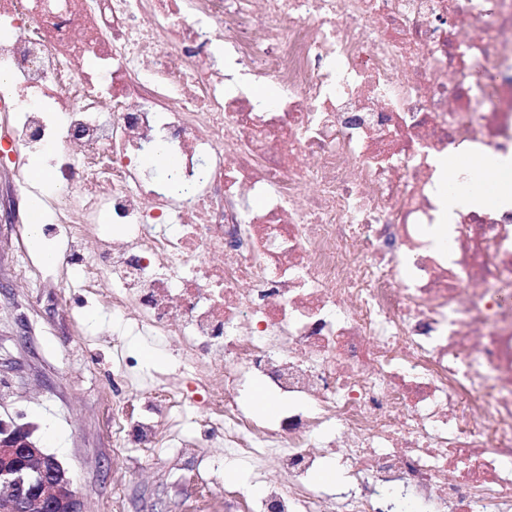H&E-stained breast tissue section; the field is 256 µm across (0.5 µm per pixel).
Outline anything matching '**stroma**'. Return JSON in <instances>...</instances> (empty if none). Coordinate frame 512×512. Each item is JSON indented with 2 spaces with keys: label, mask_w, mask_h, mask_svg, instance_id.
Instances as JSON below:
<instances>
[{
  "label": "stroma",
  "mask_w": 512,
  "mask_h": 512,
  "mask_svg": "<svg viewBox=\"0 0 512 512\" xmlns=\"http://www.w3.org/2000/svg\"><path fill=\"white\" fill-rule=\"evenodd\" d=\"M24 215V201L0 188V418L32 425L34 439L73 472L84 512H237V502L257 500L264 480L283 479L258 460L226 461L218 442L176 447L203 440L197 424L177 423L155 448L124 442L115 401L133 420L153 412L129 375L164 378L186 393L194 386L178 375L172 343L114 322L96 296L107 281L70 288L64 266L40 262ZM217 465L236 472L220 491L210 483ZM228 489L238 501L225 499Z\"/></svg>",
  "instance_id": "1"
}]
</instances>
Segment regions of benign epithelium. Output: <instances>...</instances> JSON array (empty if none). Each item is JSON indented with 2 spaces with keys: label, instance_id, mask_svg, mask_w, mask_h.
<instances>
[{
  "label": "benign epithelium",
  "instance_id": "1",
  "mask_svg": "<svg viewBox=\"0 0 512 512\" xmlns=\"http://www.w3.org/2000/svg\"><path fill=\"white\" fill-rule=\"evenodd\" d=\"M0 484V512H83L70 469L12 419L0 418Z\"/></svg>",
  "mask_w": 512,
  "mask_h": 512
}]
</instances>
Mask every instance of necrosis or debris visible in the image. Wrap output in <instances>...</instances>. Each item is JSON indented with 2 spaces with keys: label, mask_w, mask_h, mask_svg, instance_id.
Wrapping results in <instances>:
<instances>
[{
  "label": "necrosis or debris",
  "mask_w": 512,
  "mask_h": 512,
  "mask_svg": "<svg viewBox=\"0 0 512 512\" xmlns=\"http://www.w3.org/2000/svg\"><path fill=\"white\" fill-rule=\"evenodd\" d=\"M2 33L59 262L177 344L225 458L283 466L254 512H512V210L424 234L436 155L512 156V0H0ZM230 61L281 100L225 93ZM159 146L187 193L136 170ZM324 464H335L336 469L335 468H327L324 471L320 472L317 475V478L319 480H324V481H329V482L335 481V479H336V482L334 484H326V483H320L315 480L314 481L315 485L324 490H327V491H333V492L335 491L336 493L344 491L346 488L347 477H346V474H345V471L343 470V468L339 465L337 460L334 458H328V459L324 460L323 463L321 464V466Z\"/></svg>",
  "instance_id": "obj_1"
}]
</instances>
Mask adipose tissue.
Here are the masks:
<instances>
[{"label":"adipose tissue","mask_w":512,"mask_h":512,"mask_svg":"<svg viewBox=\"0 0 512 512\" xmlns=\"http://www.w3.org/2000/svg\"><path fill=\"white\" fill-rule=\"evenodd\" d=\"M474 164L480 170L490 173L488 187L478 191L458 192L451 190L449 183L466 175L469 165L456 156L441 154L436 158L434 195L439 214L429 234L438 244H447L451 226L456 223L459 214L482 208H494L502 212L512 210V157L486 152L477 156Z\"/></svg>","instance_id":"1"}]
</instances>
